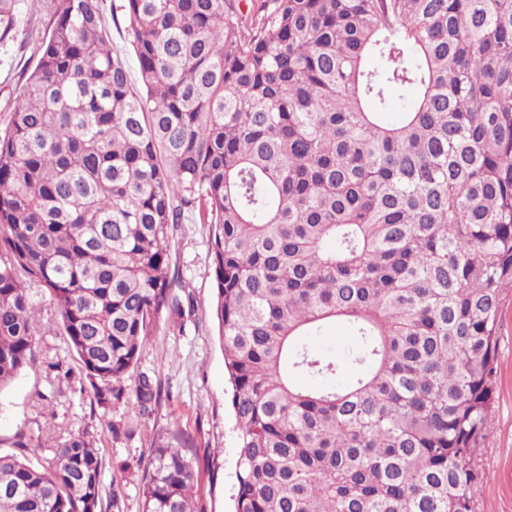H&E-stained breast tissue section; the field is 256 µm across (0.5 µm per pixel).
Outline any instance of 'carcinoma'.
Instances as JSON below:
<instances>
[{"label": "carcinoma", "mask_w": 512, "mask_h": 512, "mask_svg": "<svg viewBox=\"0 0 512 512\" xmlns=\"http://www.w3.org/2000/svg\"><path fill=\"white\" fill-rule=\"evenodd\" d=\"M47 2L0 128V391L41 365L34 280L98 402L151 414L162 384L132 372L161 316L183 324L189 217L211 225L235 512H473L512 287V0H123L137 85L101 0ZM27 3L0 0V40ZM336 319L342 360L306 342ZM175 439L125 466L141 512H205ZM19 447L52 457L0 453V512H102L93 433Z\"/></svg>", "instance_id": "obj_1"}]
</instances>
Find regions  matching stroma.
Wrapping results in <instances>:
<instances>
[{
  "instance_id": "35a3bbf8",
  "label": "stroma",
  "mask_w": 512,
  "mask_h": 512,
  "mask_svg": "<svg viewBox=\"0 0 512 512\" xmlns=\"http://www.w3.org/2000/svg\"><path fill=\"white\" fill-rule=\"evenodd\" d=\"M44 34L36 18L21 13L13 38L0 41V127L19 105L35 51ZM210 227L181 224L172 231L170 272L183 284V326L160 321L144 349L138 372L162 383L163 397L155 411L140 416L125 405H98L83 376L59 385L45 368L23 370L0 391V451L16 449L19 433L38 436L45 431L66 434L90 429L103 456L104 500L119 496L123 512H140L137 483L125 463L148 455L154 444L170 442L176 431L191 434L198 459L195 492L207 512H233L238 460V429L228 402L224 353L214 319V290L209 253ZM31 294L49 328L39 339L41 351L76 367L77 358L57 326L58 316L47 290L31 283ZM500 336L495 372V412L473 459L484 478L473 490V512H512V288L499 304ZM48 396V408L33 405L36 393ZM121 434H113L112 424Z\"/></svg>"
}]
</instances>
